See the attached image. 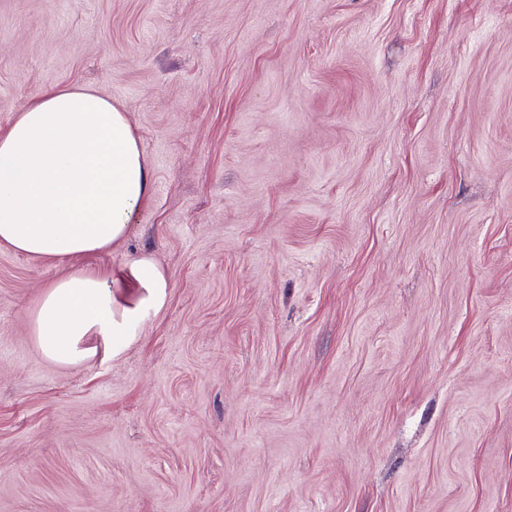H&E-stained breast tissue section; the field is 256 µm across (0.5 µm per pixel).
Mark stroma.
<instances>
[{
  "mask_svg": "<svg viewBox=\"0 0 512 512\" xmlns=\"http://www.w3.org/2000/svg\"><path fill=\"white\" fill-rule=\"evenodd\" d=\"M124 112L127 237L0 243V512H512V0H0V130ZM151 259L119 356L54 280ZM129 275L139 296L133 303L118 302L116 279L94 271L79 272L49 284L33 312L34 336L42 355L59 364H70L91 355L84 347L88 336L118 355L129 341L128 329L142 313L159 308L167 280L155 263L138 258Z\"/></svg>",
  "mask_w": 512,
  "mask_h": 512,
  "instance_id": "stroma-1",
  "label": "stroma"
}]
</instances>
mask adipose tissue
I'll use <instances>...</instances> for the list:
<instances>
[{
	"label": "adipose tissue",
	"instance_id": "adipose-tissue-1",
	"mask_svg": "<svg viewBox=\"0 0 512 512\" xmlns=\"http://www.w3.org/2000/svg\"><path fill=\"white\" fill-rule=\"evenodd\" d=\"M152 194V169L125 113L81 87L39 93L0 132V241L68 259L109 250ZM139 295L119 303L115 278L79 272L49 284L33 312L42 355L59 364L89 356L97 337L119 354L128 329L160 307L167 280L146 258L131 262Z\"/></svg>",
	"mask_w": 512,
	"mask_h": 512
}]
</instances>
